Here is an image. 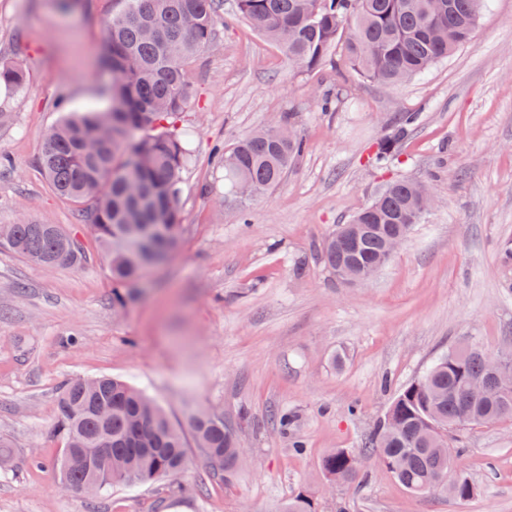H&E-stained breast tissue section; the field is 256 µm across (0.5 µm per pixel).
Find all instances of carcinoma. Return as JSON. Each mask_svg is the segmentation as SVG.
Here are the masks:
<instances>
[{
    "mask_svg": "<svg viewBox=\"0 0 512 512\" xmlns=\"http://www.w3.org/2000/svg\"><path fill=\"white\" fill-rule=\"evenodd\" d=\"M119 2L104 23L101 46L102 61L112 71L111 106L64 112L45 130L38 163L60 196L91 210V228L112 275V306L127 309L146 269L145 235L160 243L159 263L179 246L182 174L190 162L191 137L183 122L194 94L189 64L211 44L221 0ZM237 8L297 68H348L385 88L425 73L468 43L481 13L473 9V0H237ZM334 48L340 54L333 57ZM0 83L25 90V68L0 61ZM292 120L254 132L218 156L228 195L241 181L258 198L280 184L308 149L297 135L284 138ZM414 122L409 112L398 119L379 144L375 163L391 159ZM426 190L417 182L394 181L351 223L338 225L322 247L336 280L348 283L371 265H386L389 239L412 233ZM0 246L40 266L78 269L86 259L81 244L61 225L33 219L1 224ZM473 379H492L487 354L470 343L448 349L393 398L387 416L397 425L394 434L380 439V424L363 448L330 451L320 462L323 476L354 483L358 474L351 458L360 453L386 464L415 496L473 498L478 487L456 470L448 431L512 420V388L489 389L461 420ZM53 432L79 452L112 449V462L101 469L106 488L180 476L188 466L190 439L226 482L240 462L237 435L223 416L193 411L176 424L145 392L114 378L67 382L57 399ZM281 512H315L313 498L300 491L282 504Z\"/></svg>",
    "mask_w": 512,
    "mask_h": 512,
    "instance_id": "carcinoma-1",
    "label": "carcinoma"
}]
</instances>
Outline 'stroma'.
<instances>
[{
  "mask_svg": "<svg viewBox=\"0 0 512 512\" xmlns=\"http://www.w3.org/2000/svg\"><path fill=\"white\" fill-rule=\"evenodd\" d=\"M211 45L189 66L192 157L183 175L181 244L145 269L140 299L112 312V277L89 212L55 192L38 165L41 134L69 109L107 105L100 27L112 0H0V59L21 63L26 92L0 90V224H58L85 266L43 268L0 247V512H278L309 491L316 512H512V422L460 432L458 466L481 491L466 502L416 497L377 460L356 486L318 467L361 448L397 390L448 347L512 352V288L499 247L512 239V0H487L471 41L425 74L385 89L352 71L300 72L224 0ZM341 87L331 110L319 97ZM417 121L385 169L367 157L401 113ZM294 115L309 150L240 217L224 196L215 147ZM427 184L435 204L366 284L336 281L324 238L396 179ZM108 376L137 386L183 421L223 416L246 463L212 480L199 449L179 481L116 484L91 497L63 490L51 464L61 384ZM293 415L288 430L272 413ZM302 451H295V442ZM188 485L187 493L175 490Z\"/></svg>",
  "mask_w": 512,
  "mask_h": 512,
  "instance_id": "1",
  "label": "stroma"
}]
</instances>
